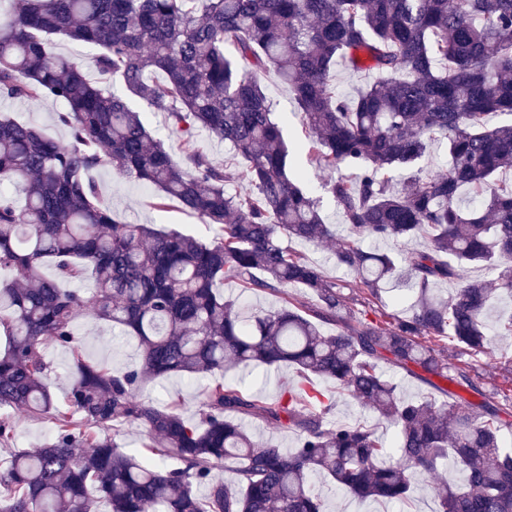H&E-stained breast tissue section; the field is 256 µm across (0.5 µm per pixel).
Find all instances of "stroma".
Masks as SVG:
<instances>
[{"instance_id":"1","label":"stroma","mask_w":512,"mask_h":512,"mask_svg":"<svg viewBox=\"0 0 512 512\" xmlns=\"http://www.w3.org/2000/svg\"><path fill=\"white\" fill-rule=\"evenodd\" d=\"M264 91L273 105L276 118L285 119L284 134L291 144H298L304 138L302 118L297 110L291 90L275 73H266ZM61 106L49 99L32 102L0 100V113L34 124L47 130L62 146H69L71 139L66 127L57 121ZM291 174H303L311 194L318 198L326 223L341 224L342 218L333 198L326 193L322 184L325 172L311 167L304 154L292 152ZM94 179L103 204L113 216L129 224H152L159 228H173L183 233L208 241L215 237L213 225L202 223L197 217L186 214L177 207L159 210L152 201L157 194L154 186L137 183L116 175L111 166L97 170ZM77 345L85 358L107 366L115 372H124L139 361L137 342L134 337L111 323L97 319L89 311H80L73 324ZM41 352L50 366L47 384L58 404H65L69 390L70 375L74 366L68 348L58 344L45 343ZM459 366L469 369L471 377L485 390L505 396L512 393V382L503 378V368L512 363V336H496L492 339V351L488 354H459L455 357ZM314 387L325 393L330 404L327 419L332 423L371 422V414L352 398L338 393L334 386L322 379H314ZM141 399L155 403L176 402L185 418L198 417L204 399L203 386L195 380L173 377L167 381L145 388ZM15 433L8 446H0V464L14 452L41 448L51 437L47 423L29 417L24 409L13 411ZM314 484L322 492L327 503V512H434L437 498L430 478L416 477L409 505H387L376 501L359 502L345 492L337 491L334 485L322 477H314Z\"/></svg>"}]
</instances>
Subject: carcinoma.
I'll return each mask as SVG.
<instances>
[{
  "label": "carcinoma",
  "instance_id": "carcinoma-1",
  "mask_svg": "<svg viewBox=\"0 0 512 512\" xmlns=\"http://www.w3.org/2000/svg\"><path fill=\"white\" fill-rule=\"evenodd\" d=\"M0 11V99H52L71 145L0 114V186L20 187L22 206L0 191V445L22 407L48 423L52 439L0 467V512H325L311 476L364 500L406 503L416 473L435 477L436 512H512V445L503 419L512 403L483 393L452 363L447 344L485 353L491 335H512V0H8ZM52 35L99 48L95 65L119 77L128 96L105 92L70 59L47 50ZM378 78L352 98L332 84L334 68ZM275 71L293 91L310 137L311 165L344 221L336 265L353 280L327 277L286 239H336L320 201L288 176L290 148L263 77ZM166 113L188 166L152 136L130 97ZM244 160L241 189L224 191V169L196 148L199 132ZM448 146V170L415 174L430 144ZM108 164L158 188L216 236L202 241L150 224H125L98 199L91 173ZM479 202L458 204L461 189ZM422 241L405 258L374 245ZM482 266L487 279H469ZM51 265L54 276L43 274ZM91 274L79 297L62 288ZM284 295L274 311L242 315L224 282ZM452 283L445 294L437 285ZM410 297L378 319L344 320L349 295L381 299L386 287ZM303 288L306 305L288 295ZM134 336L139 366L118 374L73 349L67 404L47 386L40 352L69 347L77 309ZM336 323L326 335L321 325ZM290 364L321 376L396 430L386 447L375 428L326 420L324 394L290 387L273 401L228 376L231 368ZM387 365L429 382L456 381L482 397L436 404L408 399ZM210 377L196 422L176 403L145 402L140 390L171 375ZM254 419L297 433L298 446L254 439ZM136 424L152 457L137 458L96 427ZM235 459V477L215 476ZM458 480L449 484L443 471ZM206 486L203 495L197 488Z\"/></svg>",
  "mask_w": 512,
  "mask_h": 512
}]
</instances>
